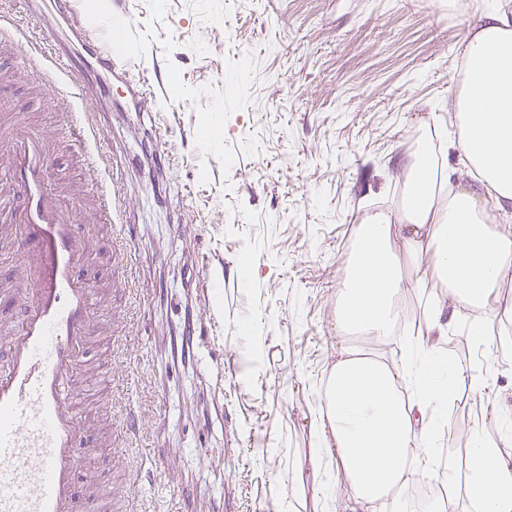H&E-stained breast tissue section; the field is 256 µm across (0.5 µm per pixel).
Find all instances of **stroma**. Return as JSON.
<instances>
[{
	"mask_svg": "<svg viewBox=\"0 0 512 512\" xmlns=\"http://www.w3.org/2000/svg\"><path fill=\"white\" fill-rule=\"evenodd\" d=\"M113 21H136L128 72L93 73L79 30L57 0H0V16L110 82L90 109L119 197L108 224L86 201L97 241L81 275L126 311L125 345L85 365L120 379L111 414L90 434L104 452L90 485L129 487L116 512H351L335 468L312 465L321 386L344 358L337 300L357 229L396 210L419 139L470 189L449 108L461 77L458 47L476 21L474 0H106ZM28 76L0 51V87L23 120L60 141L53 182H82L84 148L59 107L27 98ZM158 94L145 103L140 82ZM135 250L126 290L112 279L113 232ZM447 308L450 355L476 358L471 324ZM501 365L464 404L512 417V311L495 320ZM131 433L113 444L112 423ZM205 448L222 449L204 460Z\"/></svg>",
	"mask_w": 512,
	"mask_h": 512,
	"instance_id": "obj_1",
	"label": "stroma"
}]
</instances>
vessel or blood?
Masks as SVG:
<instances>
[{"instance_id": "1", "label": "vessel or blood", "mask_w": 512, "mask_h": 512, "mask_svg": "<svg viewBox=\"0 0 512 512\" xmlns=\"http://www.w3.org/2000/svg\"><path fill=\"white\" fill-rule=\"evenodd\" d=\"M86 42L99 51L102 67L123 70L137 52L110 47L103 26L86 25ZM52 34L24 41L0 19V45L14 49L35 76L46 99L68 102L64 117L86 147L84 165L99 216L110 220L117 198L110 173L100 172L101 131L88 129L82 114L94 98L84 97L87 77L53 54ZM18 100L0 96V112L12 123L0 140V222L11 229L12 246L25 270L11 288L24 304L22 318L0 323L7 357L0 364V512H103V501H79L76 477L98 449L88 436L97 408L77 409L83 355L97 329L96 293L78 276L92 253L80 230V210L64 189L47 186L50 151L43 130L23 122Z\"/></svg>"}]
</instances>
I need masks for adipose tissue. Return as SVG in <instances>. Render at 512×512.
Instances as JSON below:
<instances>
[{
	"label": "adipose tissue",
	"mask_w": 512,
	"mask_h": 512,
	"mask_svg": "<svg viewBox=\"0 0 512 512\" xmlns=\"http://www.w3.org/2000/svg\"><path fill=\"white\" fill-rule=\"evenodd\" d=\"M460 44L464 77L452 99L457 144L480 191L443 193L448 177L432 143L418 146L405 175L398 216L380 214L360 225L347 286L338 304L343 331L376 341L398 338L393 363L370 355L339 360L324 386V420L359 512H406L417 475L437 474L447 495L470 512H512V432L485 439V420L473 429L464 475L440 464L439 440L459 384L484 392L497 373L499 347L487 323L512 300L500 293L512 268V226L492 205L512 202V16L501 0H485ZM415 288L435 284L424 322L413 327L397 305L403 269ZM482 310L474 327L479 349L470 367H449L430 331L447 335V305Z\"/></svg>",
	"instance_id": "1"
}]
</instances>
